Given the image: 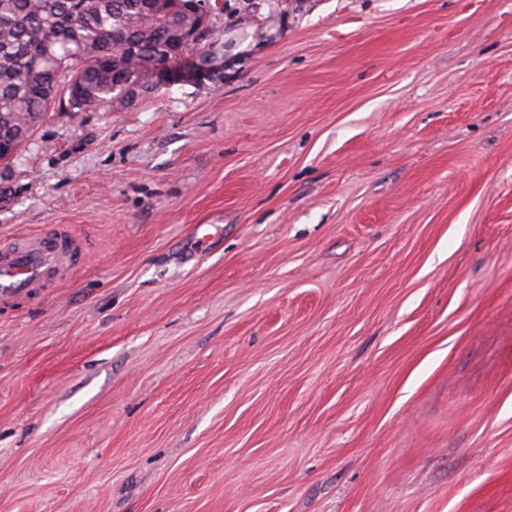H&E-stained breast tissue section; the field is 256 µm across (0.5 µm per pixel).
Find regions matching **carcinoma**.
<instances>
[{
  "instance_id": "obj_1",
  "label": "carcinoma",
  "mask_w": 512,
  "mask_h": 512,
  "mask_svg": "<svg viewBox=\"0 0 512 512\" xmlns=\"http://www.w3.org/2000/svg\"><path fill=\"white\" fill-rule=\"evenodd\" d=\"M189 0H0V160L18 155L49 112H111L161 86L148 66L174 70ZM256 0L228 5L217 40L243 34L235 17Z\"/></svg>"
}]
</instances>
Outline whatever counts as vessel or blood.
Here are the masks:
<instances>
[{"instance_id": "1", "label": "vessel or blood", "mask_w": 512, "mask_h": 512, "mask_svg": "<svg viewBox=\"0 0 512 512\" xmlns=\"http://www.w3.org/2000/svg\"><path fill=\"white\" fill-rule=\"evenodd\" d=\"M86 259L84 242L69 231L0 245V299L36 294L66 280Z\"/></svg>"}]
</instances>
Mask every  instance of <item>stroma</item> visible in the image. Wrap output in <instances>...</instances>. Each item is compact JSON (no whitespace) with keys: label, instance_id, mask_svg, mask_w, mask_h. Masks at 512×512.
<instances>
[{"label":"stroma","instance_id":"stroma-1","mask_svg":"<svg viewBox=\"0 0 512 512\" xmlns=\"http://www.w3.org/2000/svg\"><path fill=\"white\" fill-rule=\"evenodd\" d=\"M259 27L0 161V512H512V0ZM85 259V243L65 229L21 245H0V299L37 294L66 280Z\"/></svg>","mask_w":512,"mask_h":512}]
</instances>
